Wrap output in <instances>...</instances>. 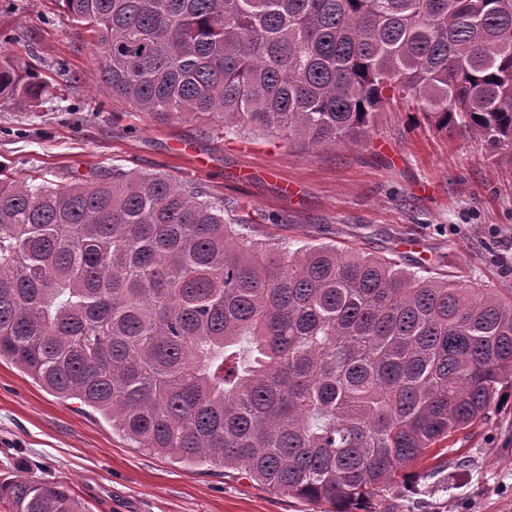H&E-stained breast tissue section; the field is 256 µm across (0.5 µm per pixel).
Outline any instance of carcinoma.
<instances>
[{"mask_svg": "<svg viewBox=\"0 0 512 512\" xmlns=\"http://www.w3.org/2000/svg\"><path fill=\"white\" fill-rule=\"evenodd\" d=\"M139 112L227 136L359 144L401 104L512 151V0H59ZM46 84L0 51V101ZM224 200L121 168L63 187L0 178V360L135 448L354 506L408 478L512 387V291L320 244L285 251ZM9 512H84L0 474Z\"/></svg>", "mask_w": 512, "mask_h": 512, "instance_id": "1", "label": "carcinoma"}]
</instances>
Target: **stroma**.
Wrapping results in <instances>:
<instances>
[{
  "label": "stroma",
  "mask_w": 512,
  "mask_h": 512,
  "mask_svg": "<svg viewBox=\"0 0 512 512\" xmlns=\"http://www.w3.org/2000/svg\"><path fill=\"white\" fill-rule=\"evenodd\" d=\"M48 84L42 106L0 102V170L54 185L114 166L203 184L225 219L294 250L333 243L388 257L444 255L452 280L512 289V157L482 155L420 113H381L361 146L315 155L278 138L222 135L212 121L113 101L87 33L58 0H0V48L25 46ZM436 469L374 494L360 512H512V397L443 448ZM63 482L86 512H326L220 467L132 447L91 408L0 360V474Z\"/></svg>",
  "instance_id": "obj_1"
}]
</instances>
